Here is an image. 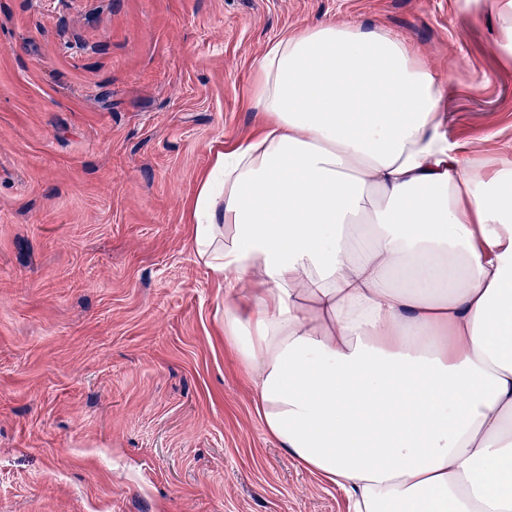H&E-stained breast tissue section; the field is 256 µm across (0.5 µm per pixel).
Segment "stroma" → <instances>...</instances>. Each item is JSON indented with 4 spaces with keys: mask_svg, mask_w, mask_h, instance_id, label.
Here are the masks:
<instances>
[{
    "mask_svg": "<svg viewBox=\"0 0 512 512\" xmlns=\"http://www.w3.org/2000/svg\"><path fill=\"white\" fill-rule=\"evenodd\" d=\"M326 19L404 37L449 140L512 162L459 0H0V512H347L266 434L185 211L267 44Z\"/></svg>",
    "mask_w": 512,
    "mask_h": 512,
    "instance_id": "stroma-1",
    "label": "stroma"
}]
</instances>
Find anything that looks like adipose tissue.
I'll return each instance as SVG.
<instances>
[{
    "mask_svg": "<svg viewBox=\"0 0 512 512\" xmlns=\"http://www.w3.org/2000/svg\"><path fill=\"white\" fill-rule=\"evenodd\" d=\"M444 98L392 33L282 34L189 205L267 435L348 512H512V165Z\"/></svg>",
    "mask_w": 512,
    "mask_h": 512,
    "instance_id": "adipose-tissue-1",
    "label": "adipose tissue"
}]
</instances>
